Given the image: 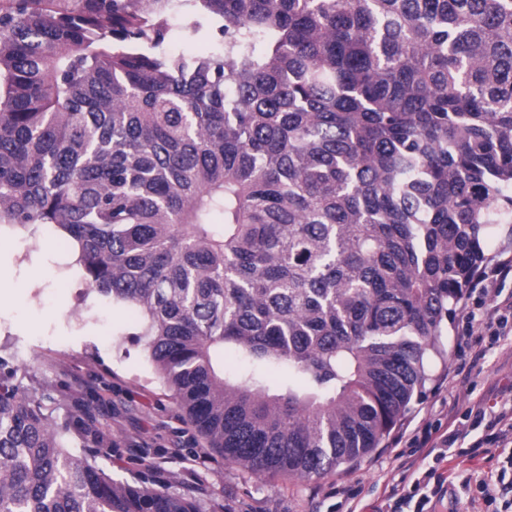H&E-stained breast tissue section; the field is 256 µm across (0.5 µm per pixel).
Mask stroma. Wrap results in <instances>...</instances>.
I'll list each match as a JSON object with an SVG mask.
<instances>
[{
	"label": "stroma",
	"mask_w": 512,
	"mask_h": 512,
	"mask_svg": "<svg viewBox=\"0 0 512 512\" xmlns=\"http://www.w3.org/2000/svg\"><path fill=\"white\" fill-rule=\"evenodd\" d=\"M187 14L184 7L167 11V52L190 59L218 51L209 28H188ZM70 248L50 231L28 240L0 236V256L14 254L26 265L0 302V360L14 369L21 390L42 398L71 454L96 450L98 466L119 482L142 473L184 495L191 484L203 485L195 496L204 512H379L393 484L414 481L400 455L420 421L445 419L448 409L492 402L512 388V339L480 366L459 370L462 319L474 306L464 298L441 338L444 356H430L429 380L378 448L318 479L255 476L206 448L149 359L137 313L88 291L78 270L65 266ZM146 460L151 470L143 469ZM498 462L492 452L449 463L448 492L435 512H482V500L469 499L459 484Z\"/></svg>",
	"instance_id": "stroma-1"
}]
</instances>
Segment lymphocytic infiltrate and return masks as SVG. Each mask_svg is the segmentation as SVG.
Returning <instances> with one entry per match:
<instances>
[{"mask_svg":"<svg viewBox=\"0 0 512 512\" xmlns=\"http://www.w3.org/2000/svg\"><path fill=\"white\" fill-rule=\"evenodd\" d=\"M510 278L512 259L498 260L484 278L480 293L488 303L480 314L468 316L459 343L462 357L468 358L471 365L483 360V341L495 344L512 334V293L501 289ZM478 428L482 429V436L469 440V433ZM492 448L502 452L503 461L497 474L479 479L482 500L485 506L496 505L500 512H512V392L504 393L491 405L478 401L464 413L449 411L447 432L424 425L403 463L404 468L414 469L417 474L411 489L392 488L380 512H433V504L448 481L445 463Z\"/></svg>","mask_w":512,"mask_h":512,"instance_id":"1","label":"lymphocytic infiltrate"}]
</instances>
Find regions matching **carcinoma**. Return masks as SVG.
Instances as JSON below:
<instances>
[{
  "mask_svg": "<svg viewBox=\"0 0 512 512\" xmlns=\"http://www.w3.org/2000/svg\"><path fill=\"white\" fill-rule=\"evenodd\" d=\"M0 0V229L61 232L209 448L320 477L379 446L512 224V0ZM236 350L239 366L224 369ZM0 512H203L68 452L0 377ZM189 6L168 10L166 13L169 36L166 51L186 59L207 55L219 50V44L211 36L210 26H204L198 32L186 27Z\"/></svg>",
  "mask_w": 512,
  "mask_h": 512,
  "instance_id": "cac0c4a2",
  "label": "carcinoma"
}]
</instances>
